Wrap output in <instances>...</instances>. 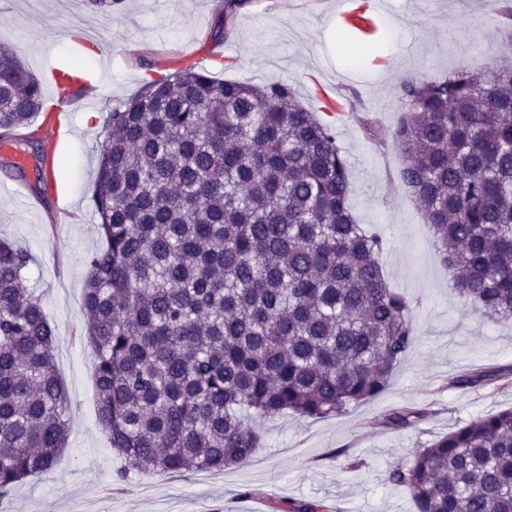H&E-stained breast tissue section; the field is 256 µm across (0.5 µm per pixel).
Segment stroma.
I'll use <instances>...</instances> for the list:
<instances>
[{
    "label": "stroma",
    "mask_w": 512,
    "mask_h": 512,
    "mask_svg": "<svg viewBox=\"0 0 512 512\" xmlns=\"http://www.w3.org/2000/svg\"><path fill=\"white\" fill-rule=\"evenodd\" d=\"M347 2L372 12L371 34L337 21L336 0H246L234 9L227 0H122L108 16L84 0H0V44L40 83L51 65L77 64L72 30L103 48L60 153L59 196L38 197L34 166L18 168L0 153V185L24 192L20 200L0 192V238L34 258L29 285L58 330V373L71 400L66 447L53 470L0 495L5 512H71L85 499L103 512H270L271 503L302 499L335 512H417L408 490L389 481L390 469L415 448L512 407V381L451 384L463 373L512 367V319L488 318L453 292L432 231L398 179L402 158L389 139L403 78L483 75L512 65V42L491 0H388L377 12L370 0ZM221 25L230 31L223 41L214 37ZM188 52L207 55L204 68L219 81L292 83L308 110L330 117L350 166L352 212L388 240L384 275L410 301L419 341L389 390L350 413L262 421V446L247 464L179 476L133 471L119 489L120 463L97 421L82 312L85 258L102 244L89 199L109 111L175 72ZM401 407L430 415L407 430L385 426Z\"/></svg>",
    "instance_id": "1"
}]
</instances>
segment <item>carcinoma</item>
Returning <instances> with one entry per match:
<instances>
[{
	"label": "carcinoma",
	"mask_w": 512,
	"mask_h": 512,
	"mask_svg": "<svg viewBox=\"0 0 512 512\" xmlns=\"http://www.w3.org/2000/svg\"><path fill=\"white\" fill-rule=\"evenodd\" d=\"M398 101L399 179L451 288L512 318V68L406 79ZM43 111L38 79L0 46V138ZM105 128L92 194L104 245L86 257L82 309L118 479L243 465L261 446L257 420L342 415L390 387L418 340L410 303L385 279L387 240L351 213L333 127L291 84L186 65L110 111ZM32 261L0 241V494L50 472L69 429ZM428 415L406 407L385 424ZM390 480L417 512H512V408L416 449ZM284 512L331 510L298 500Z\"/></svg>",
	"instance_id": "cac0c4a2"
}]
</instances>
